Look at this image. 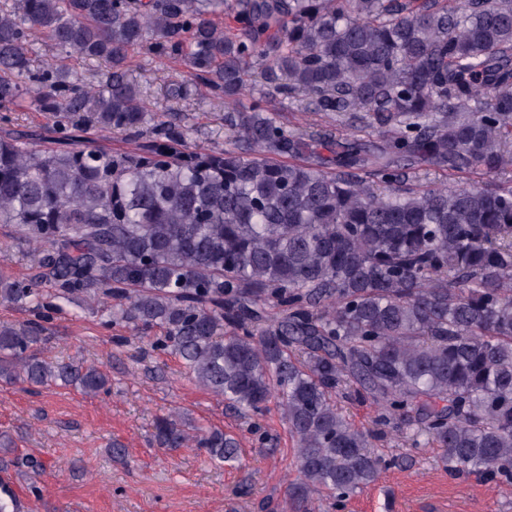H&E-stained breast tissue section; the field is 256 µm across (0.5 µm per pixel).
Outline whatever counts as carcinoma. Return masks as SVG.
Returning a JSON list of instances; mask_svg holds the SVG:
<instances>
[{
    "label": "carcinoma",
    "mask_w": 512,
    "mask_h": 512,
    "mask_svg": "<svg viewBox=\"0 0 512 512\" xmlns=\"http://www.w3.org/2000/svg\"><path fill=\"white\" fill-rule=\"evenodd\" d=\"M12 0L0 9V104L32 82L63 94L59 126L138 132L140 151L41 150L0 137V224L39 245L38 273L0 270V302L116 300L236 411L271 398L296 441L294 512L338 508L385 460L336 405L356 384L378 424L441 450L450 472L512 480V0ZM112 68L91 90L38 67L29 38ZM184 57L234 100L253 60L351 137L288 130L273 100L224 112L222 151L187 144L123 69L136 46ZM381 143L366 144L360 132ZM433 166L480 186L410 180ZM38 324L0 325V381L110 390L95 365L48 360ZM160 448L240 461L219 428L156 418Z\"/></svg>",
    "instance_id": "cac0c4a2"
}]
</instances>
